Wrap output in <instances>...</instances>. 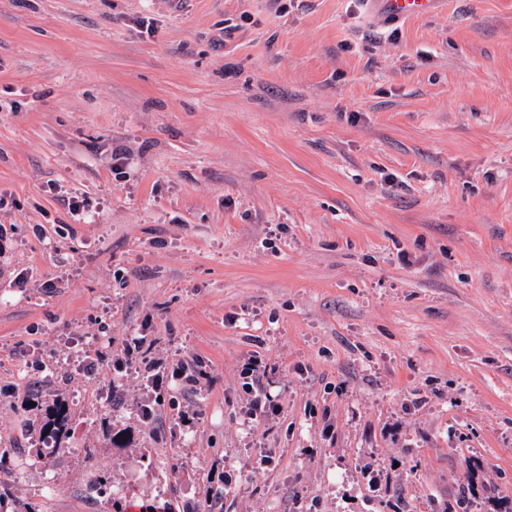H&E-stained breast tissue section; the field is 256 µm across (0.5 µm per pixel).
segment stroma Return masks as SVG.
Masks as SVG:
<instances>
[{
  "label": "stroma",
  "mask_w": 512,
  "mask_h": 512,
  "mask_svg": "<svg viewBox=\"0 0 512 512\" xmlns=\"http://www.w3.org/2000/svg\"><path fill=\"white\" fill-rule=\"evenodd\" d=\"M0 451L42 512H512V0H0ZM383 13L397 18L410 19L430 14L438 0H374ZM151 369V374L153 375L152 388L157 395H155L154 399H149L140 406L141 417L145 423L153 421L157 406H159L161 402L158 401V398L163 399V390L168 389L169 383L172 380L180 379L187 385L197 387L200 385L201 379H206L207 377V372L204 370L194 371L190 375H187V372L182 367H176L170 371L169 367L163 363L152 364ZM48 418L41 428V434L58 442L65 434V428L69 421V410L64 403L56 401L48 413Z\"/></svg>",
  "instance_id": "stroma-1"
}]
</instances>
